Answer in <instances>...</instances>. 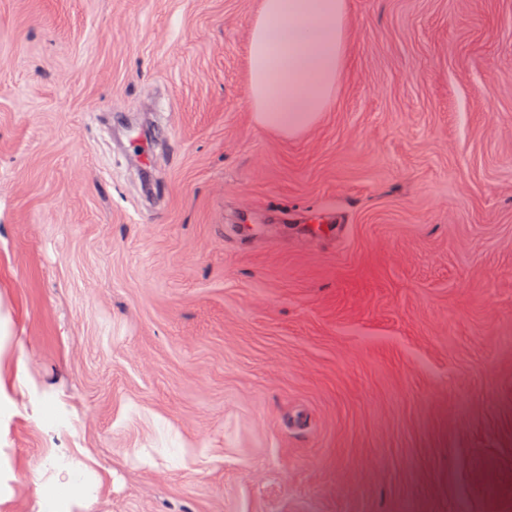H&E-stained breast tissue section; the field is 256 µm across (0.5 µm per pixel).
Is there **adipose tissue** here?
Segmentation results:
<instances>
[{
  "label": "adipose tissue",
  "instance_id": "1",
  "mask_svg": "<svg viewBox=\"0 0 512 512\" xmlns=\"http://www.w3.org/2000/svg\"><path fill=\"white\" fill-rule=\"evenodd\" d=\"M346 0H262L251 34L250 101L256 122L295 135L327 111L344 59ZM85 465L71 459L62 478L32 479L39 512H60L59 493Z\"/></svg>",
  "mask_w": 512,
  "mask_h": 512
}]
</instances>
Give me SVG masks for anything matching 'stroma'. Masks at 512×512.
Returning a JSON list of instances; mask_svg holds the SVG:
<instances>
[{
  "label": "stroma",
  "mask_w": 512,
  "mask_h": 512,
  "mask_svg": "<svg viewBox=\"0 0 512 512\" xmlns=\"http://www.w3.org/2000/svg\"><path fill=\"white\" fill-rule=\"evenodd\" d=\"M259 0H0V512H512V0H347L254 119ZM345 18V0H262L249 53L258 124L295 135L329 109L344 59ZM85 469L80 459L73 458L59 467L58 475L51 481H42V477L35 475L32 483L36 486V494L39 499V512H60L59 493L62 488L76 485L77 476ZM65 473L61 481L59 475Z\"/></svg>",
  "instance_id": "obj_1"
}]
</instances>
